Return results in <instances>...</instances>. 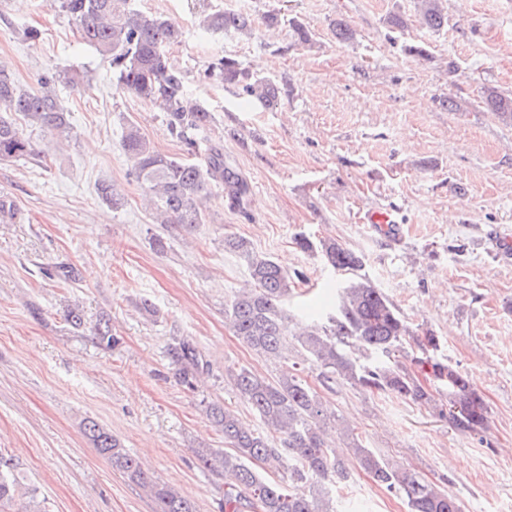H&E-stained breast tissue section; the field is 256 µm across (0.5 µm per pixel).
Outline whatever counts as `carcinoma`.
<instances>
[{
	"mask_svg": "<svg viewBox=\"0 0 512 512\" xmlns=\"http://www.w3.org/2000/svg\"><path fill=\"white\" fill-rule=\"evenodd\" d=\"M416 2L427 29L438 32L448 25L444 0ZM53 4L74 21L82 41L111 59L118 88L158 103L170 135L193 150L196 136L210 129L213 117L189 92L184 74L168 56L167 47L181 42L182 28L160 15L131 9L129 0H53ZM255 26L252 16L228 9L210 13L200 22L206 33L251 36ZM205 75L268 111L277 109L286 93L277 79L253 74L231 57L211 63ZM55 81V76L43 77L44 89L26 90L10 69L0 66V160H19L36 153L29 127L61 134L70 131L60 101L45 89ZM482 103L504 124L512 125V94L488 85ZM121 147L131 162V174L153 205L156 224L195 229L204 223L203 203L215 190L224 195L229 209L244 208L248 182L224 162L215 147L198 162L164 155L134 123L123 125ZM320 248L344 281L335 313L295 333L304 360L320 368L327 383L341 380L371 392H393L433 409L459 432L484 431L488 407L473 381L432 357L441 348L440 338L429 333L416 340L423 356L406 365V345L415 340V333L399 308L363 273L362 255L336 241H323ZM224 250L245 262L250 278L248 286L224 302L225 325L256 354L288 363L283 309L290 289L288 272L270 256L255 251L243 236L224 235ZM93 335L106 347L117 342L107 320L94 326ZM169 355L179 366L183 382L191 383L201 364L196 348L184 341L170 348ZM228 378L240 398L279 434L280 446H272L264 435L245 426L229 407L207 406L210 420L224 434V449L200 448L197 457L205 467L224 469L225 480L230 482L224 489V512H335L328 486L348 477L329 441L328 429L337 423L335 412L293 367L274 380L247 368L228 373ZM84 433L114 470L147 492L154 512H197L191 499L158 481L99 424L88 422ZM349 447L361 468L378 486L402 499L407 512H461L453 495L414 471L394 468L358 438L351 437ZM285 454L293 460L286 482L262 477L251 467L260 462L275 469ZM0 512H44L36 489L22 486L14 459L2 452Z\"/></svg>",
	"mask_w": 512,
	"mask_h": 512,
	"instance_id": "1",
	"label": "carcinoma"
}]
</instances>
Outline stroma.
I'll list each match as a JSON object with an SVG mask.
<instances>
[{"instance_id": "1", "label": "stroma", "mask_w": 512, "mask_h": 512, "mask_svg": "<svg viewBox=\"0 0 512 512\" xmlns=\"http://www.w3.org/2000/svg\"><path fill=\"white\" fill-rule=\"evenodd\" d=\"M184 30L168 54L194 97L212 113L196 160L217 146L250 185L246 214L224 198L206 203L193 232L153 223L120 146L136 123L162 154L185 155L158 104L123 94L112 64L81 41L52 0H0V65L21 87L53 89L70 114L60 136L34 130L39 155L0 161V195L17 216H0V452L14 458L23 486L44 512H153L146 493L113 470L84 435L95 421L144 462L158 480L194 501L197 512H224L223 471L203 467L201 448H223L206 415L219 403L258 431L266 426L226 378L240 367L274 378L284 364L255 354L224 324V303L249 276L225 252L224 236L246 237L286 271L301 272L285 306L290 328L304 311L336 302L340 273L298 233L360 252L365 273L418 334L440 336L441 355L468 374L490 407L479 436L409 399L337 382L325 389L319 368L303 378L343 419L348 435L448 491L463 512H512V265L499 264L488 237L512 231V127L481 105L485 86L512 93V0H445L448 26L424 28L416 0H131ZM231 7L260 17L278 10L279 26L253 36L202 35L207 14ZM398 14L404 30L388 27ZM315 37L294 45L287 22ZM349 21L353 42L333 23ZM37 42L24 37L26 28ZM422 46L426 57L409 54ZM285 79L291 89L272 112L245 108L240 96L203 79L217 58ZM460 103L448 110L445 100ZM125 199L112 209L97 192ZM395 209L393 241L362 223L361 213ZM161 235L165 251L153 248ZM71 265L79 280L53 277ZM155 306L145 313L142 302ZM79 309L81 328L66 320ZM118 339L100 346L99 319ZM192 342L204 364L181 383L168 351ZM348 435L334 443L349 469L336 505L364 512H407L348 457Z\"/></svg>"}]
</instances>
